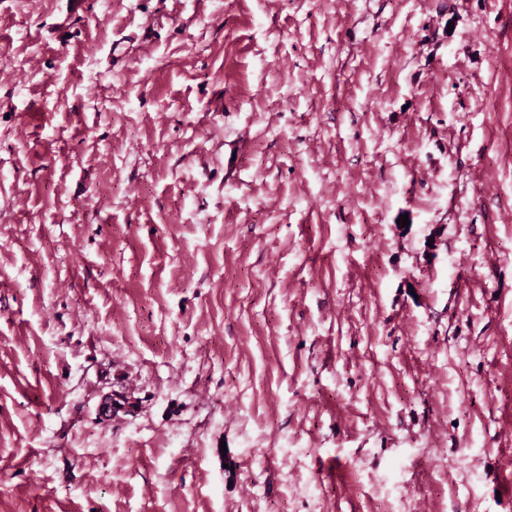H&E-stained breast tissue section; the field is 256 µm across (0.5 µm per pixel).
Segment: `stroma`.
<instances>
[{"label":"stroma","instance_id":"stroma-1","mask_svg":"<svg viewBox=\"0 0 512 512\" xmlns=\"http://www.w3.org/2000/svg\"><path fill=\"white\" fill-rule=\"evenodd\" d=\"M511 491L512 0H0V512Z\"/></svg>","mask_w":512,"mask_h":512}]
</instances>
